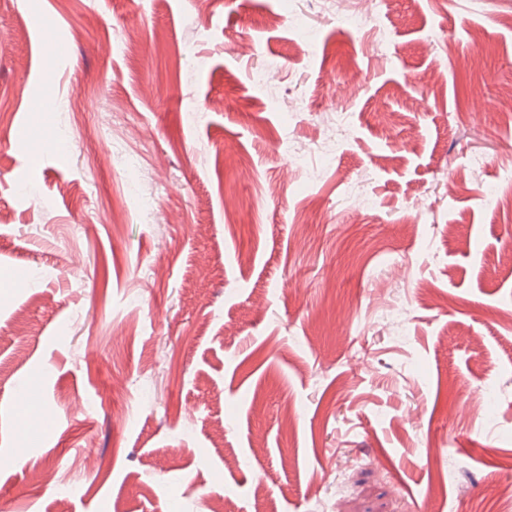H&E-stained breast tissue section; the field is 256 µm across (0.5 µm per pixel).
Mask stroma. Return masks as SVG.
I'll use <instances>...</instances> for the list:
<instances>
[{"mask_svg": "<svg viewBox=\"0 0 512 512\" xmlns=\"http://www.w3.org/2000/svg\"><path fill=\"white\" fill-rule=\"evenodd\" d=\"M378 21L0 0V512H512V0ZM37 403L38 398L27 391H20L15 398L16 424L19 431H22L23 435L32 441H39L43 436V429L41 427L33 428L29 422L31 410Z\"/></svg>", "mask_w": 512, "mask_h": 512, "instance_id": "1", "label": "stroma"}]
</instances>
